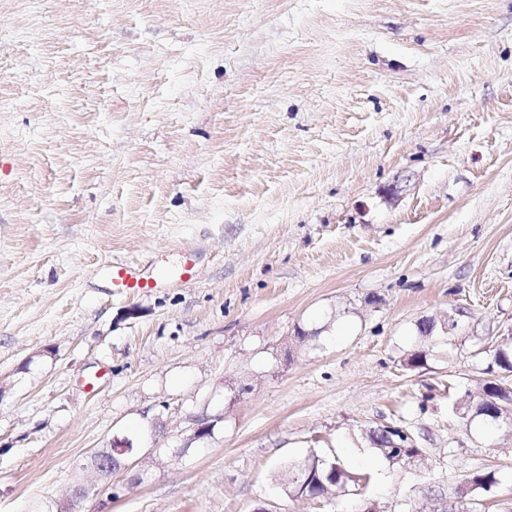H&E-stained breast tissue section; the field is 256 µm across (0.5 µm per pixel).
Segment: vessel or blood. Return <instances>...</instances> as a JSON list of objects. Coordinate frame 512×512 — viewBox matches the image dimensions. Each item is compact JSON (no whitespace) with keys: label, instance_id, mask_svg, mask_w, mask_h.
I'll return each instance as SVG.
<instances>
[{"label":"vessel or blood","instance_id":"b4317fda","mask_svg":"<svg viewBox=\"0 0 512 512\" xmlns=\"http://www.w3.org/2000/svg\"><path fill=\"white\" fill-rule=\"evenodd\" d=\"M107 274L115 293L120 295L136 294L158 288H171L194 279L196 256L186 252L176 262L160 256L145 268L115 260L108 264Z\"/></svg>","mask_w":512,"mask_h":512}]
</instances>
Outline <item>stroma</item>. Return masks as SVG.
I'll list each match as a JSON object with an SVG mask.
<instances>
[{"mask_svg": "<svg viewBox=\"0 0 512 512\" xmlns=\"http://www.w3.org/2000/svg\"><path fill=\"white\" fill-rule=\"evenodd\" d=\"M511 334L512 0H0V512H432L474 471L512 512V439L452 412ZM312 454L364 482L289 494ZM196 273V256L188 252L183 253L178 262L158 256L146 268L121 260H114L107 265L112 288L119 295L172 288L194 280ZM396 428L395 433H391L388 439H382L376 431H369L368 435L370 442L374 445L378 454L390 463H397L400 456H407L410 453L411 455H415L418 451H422L415 439L417 436L413 432L407 430L411 435L408 433V435L401 434L404 430L399 427ZM393 444L396 446H393ZM417 458L418 457L415 455L406 460V462L414 463L418 460ZM129 444L126 440L115 439L112 441L108 458H104L101 453L97 454L94 458V465L92 477L88 480L86 485L82 486L83 493L88 494L96 487L95 482L99 477L106 476L112 472L113 462L115 463L116 455H121L129 450Z\"/></svg>", "mask_w": 512, "mask_h": 512, "instance_id": "obj_1", "label": "stroma"}]
</instances>
